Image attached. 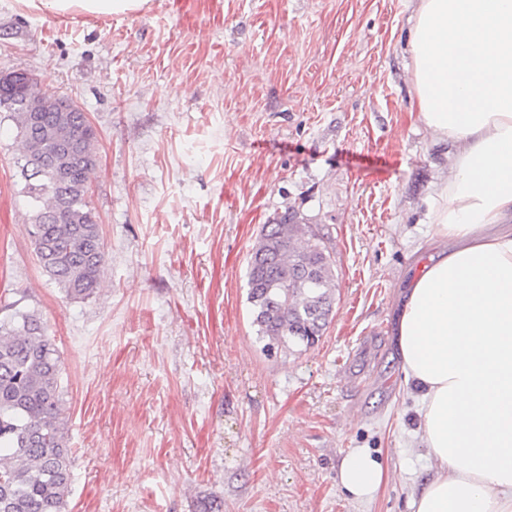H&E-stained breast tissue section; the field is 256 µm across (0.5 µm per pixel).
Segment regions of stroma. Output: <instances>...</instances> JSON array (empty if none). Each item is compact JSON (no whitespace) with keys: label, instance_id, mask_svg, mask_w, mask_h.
I'll return each mask as SVG.
<instances>
[{"label":"stroma","instance_id":"obj_1","mask_svg":"<svg viewBox=\"0 0 512 512\" xmlns=\"http://www.w3.org/2000/svg\"><path fill=\"white\" fill-rule=\"evenodd\" d=\"M411 0H147L60 19L0 0V73L27 69L97 134L101 286L68 299L28 234L16 129L0 112V320L38 313L62 358L66 512H411L430 474L394 342L428 263L457 146L412 112ZM329 251L321 341L267 356L251 248L287 208ZM361 448L390 473L340 486ZM385 476L381 463L361 449L352 450L340 463V485L354 500L372 498L383 484Z\"/></svg>","mask_w":512,"mask_h":512}]
</instances>
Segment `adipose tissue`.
Here are the masks:
<instances>
[{
  "instance_id": "ef3b65f1",
  "label": "adipose tissue",
  "mask_w": 512,
  "mask_h": 512,
  "mask_svg": "<svg viewBox=\"0 0 512 512\" xmlns=\"http://www.w3.org/2000/svg\"><path fill=\"white\" fill-rule=\"evenodd\" d=\"M56 16H109L146 0H26ZM417 118L460 143L438 191L431 259L401 299L396 343L419 392L422 437L436 467L414 512H512V0H412ZM385 480L355 449L339 482L355 500Z\"/></svg>"
}]
</instances>
